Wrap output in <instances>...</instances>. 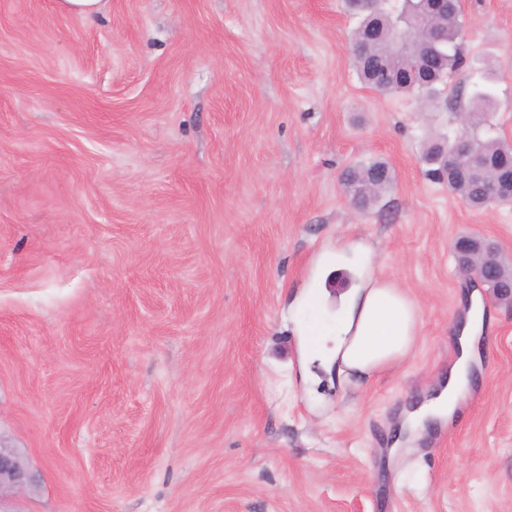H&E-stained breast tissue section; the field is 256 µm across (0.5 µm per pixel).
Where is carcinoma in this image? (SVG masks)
Wrapping results in <instances>:
<instances>
[{"label":"carcinoma","mask_w":512,"mask_h":512,"mask_svg":"<svg viewBox=\"0 0 512 512\" xmlns=\"http://www.w3.org/2000/svg\"><path fill=\"white\" fill-rule=\"evenodd\" d=\"M349 5L360 10V21L350 37L351 56L358 77L368 88L384 95L408 93L429 102L445 95L448 79L465 64L460 42L463 22L457 4H451L448 16L439 21V39L428 35L419 37L424 82L416 86L398 83L387 86L375 78V73L379 64L386 66L393 74L397 72L400 61L396 56H387V48L401 34L410 30V24L421 12L420 0H401L395 10L387 7V0H371L366 6L360 4L359 0H349ZM493 107L491 94L482 90L474 92L466 103L468 127L464 129V134L474 143L481 156L479 165L469 173L460 175L456 172L459 162L452 150L456 140L454 135L431 140L423 154V161L428 165L426 174L446 184L448 193L478 209L495 202H512L505 198L493 202L486 195L485 186L495 179L498 169L512 163V144L476 133ZM382 165V161L375 160L345 170V189L357 209L366 210L377 199L375 195L363 197L359 190Z\"/></svg>","instance_id":"carcinoma-1"}]
</instances>
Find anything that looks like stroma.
Masks as SVG:
<instances>
[{
	"label": "stroma",
	"instance_id": "1",
	"mask_svg": "<svg viewBox=\"0 0 512 512\" xmlns=\"http://www.w3.org/2000/svg\"><path fill=\"white\" fill-rule=\"evenodd\" d=\"M0 0V444L33 489L0 512H512V306L458 419L392 451L453 357L472 284L453 242L512 256V204L426 177L421 109L358 79L344 0ZM486 136L512 141V0H462ZM394 183L370 210L343 171ZM359 245L421 311L404 360L340 379L301 355L296 302L335 313ZM386 162L375 160L371 161L366 164H360L355 165L352 167H349L343 174H346L345 178V189L350 197V200L352 204L359 210H366L368 209L377 199L380 193L383 191L389 189L393 184L394 177H390L389 183L385 186L381 187L377 194H375L378 190V183H374L373 185L369 186V193L375 194L373 196L369 197H363L359 194V190L362 188V186L365 184V182H368L371 180L373 173L375 170H377L380 166L385 164ZM392 181V182H391Z\"/></svg>",
	"mask_w": 512,
	"mask_h": 512
}]
</instances>
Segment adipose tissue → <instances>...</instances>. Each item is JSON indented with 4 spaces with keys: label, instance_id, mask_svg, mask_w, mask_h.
I'll list each match as a JSON object with an SVG mask.
<instances>
[{
    "label": "adipose tissue",
    "instance_id": "1",
    "mask_svg": "<svg viewBox=\"0 0 512 512\" xmlns=\"http://www.w3.org/2000/svg\"><path fill=\"white\" fill-rule=\"evenodd\" d=\"M419 310L391 283L373 279L350 291L333 328L337 334L328 364L338 375H371L404 358L418 336ZM460 354L448 370L438 394L407 411L399 432L413 440L428 425L452 418L470 388L474 343L485 331V315L478 294H471L467 318L459 327Z\"/></svg>",
    "mask_w": 512,
    "mask_h": 512
}]
</instances>
